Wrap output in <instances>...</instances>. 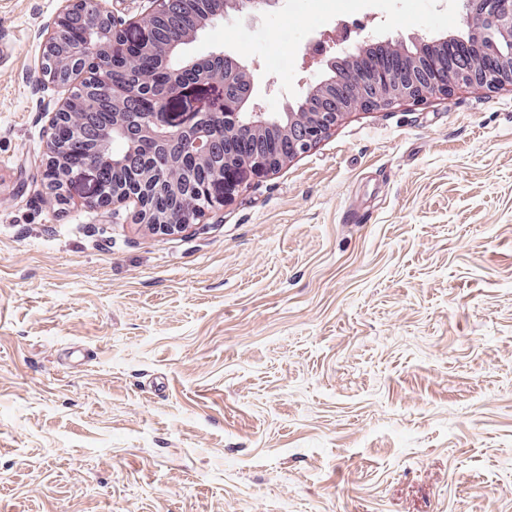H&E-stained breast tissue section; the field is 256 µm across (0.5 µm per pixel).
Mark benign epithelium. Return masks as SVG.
<instances>
[{
  "label": "benign epithelium",
  "mask_w": 512,
  "mask_h": 512,
  "mask_svg": "<svg viewBox=\"0 0 512 512\" xmlns=\"http://www.w3.org/2000/svg\"><path fill=\"white\" fill-rule=\"evenodd\" d=\"M54 25L43 30L42 69L59 85L62 96L47 112V189L61 193L71 184H91L88 203L117 211L132 202V220L161 236L185 231L200 221L204 209L179 224L169 223L153 200L195 196L196 183H211L213 194L226 202L251 181L267 176L309 152L330 134L345 115L370 112L381 106L448 96L457 89L475 91L512 87V0H459L465 37L448 54V43L429 35L407 40L383 36L378 28L359 22L336 25L322 37L313 53L320 57V76L303 83L301 106L267 112L255 95V77L240 57L222 47L199 62L190 50L209 28L245 18L256 22L284 0H182V12L168 11V0H143L139 14L125 18L109 0H61ZM137 31L127 53L138 60L137 80H118L116 58L122 45L113 33ZM244 86L232 99L228 80ZM138 96L137 119L123 112L126 99ZM105 104L103 129L90 144V162L72 172L66 144L77 137L70 120L92 105ZM270 136L285 146L282 153L262 159L253 151ZM224 138V177L214 162V142ZM134 150L149 142L172 154L155 182L144 171L126 184L108 179L126 165L112 144Z\"/></svg>",
  "instance_id": "obj_1"
}]
</instances>
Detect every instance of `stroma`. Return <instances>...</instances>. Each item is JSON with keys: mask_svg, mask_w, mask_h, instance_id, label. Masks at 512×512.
Wrapping results in <instances>:
<instances>
[{"mask_svg": "<svg viewBox=\"0 0 512 512\" xmlns=\"http://www.w3.org/2000/svg\"><path fill=\"white\" fill-rule=\"evenodd\" d=\"M59 6L0 0V512H512V89L350 113L154 235L45 188ZM338 20L288 0L194 50L280 112Z\"/></svg>", "mask_w": 512, "mask_h": 512, "instance_id": "1", "label": "stroma"}]
</instances>
